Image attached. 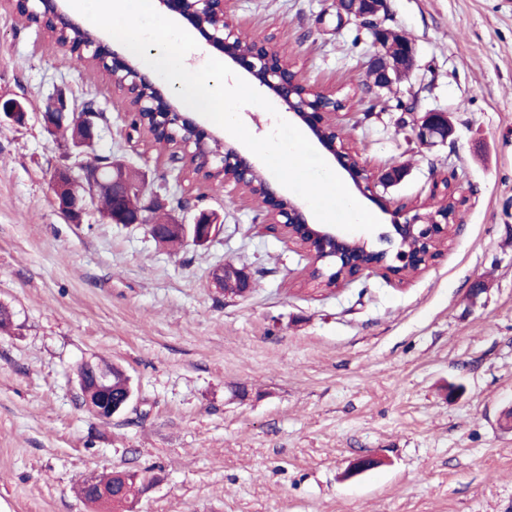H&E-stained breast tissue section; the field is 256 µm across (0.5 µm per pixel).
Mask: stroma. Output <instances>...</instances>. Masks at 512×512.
<instances>
[{
	"mask_svg": "<svg viewBox=\"0 0 512 512\" xmlns=\"http://www.w3.org/2000/svg\"><path fill=\"white\" fill-rule=\"evenodd\" d=\"M228 15L349 102L338 125L369 167H407L394 203L424 202L448 176L467 197L462 222L409 280L316 288L259 202L193 181L131 134L121 92L0 0V96L31 111L0 122V305L13 319L0 335V512H92L76 487L124 469L154 477L126 512H512V0H385L376 21L415 61L383 93L366 76L369 30L339 20L334 0H231ZM59 94L99 112L89 153L38 120ZM432 111L454 133L427 148L408 119ZM95 154L144 174L167 217L219 212L222 234L173 249L95 212L68 223L51 177ZM227 262L249 270L250 292L214 287ZM101 358L136 392L110 421L77 385L78 365ZM366 456L378 466L346 477Z\"/></svg>",
	"mask_w": 512,
	"mask_h": 512,
	"instance_id": "35a3bbf8",
	"label": "stroma"
}]
</instances>
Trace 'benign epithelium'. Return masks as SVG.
<instances>
[{"instance_id":"7a95c632","label":"benign epithelium","mask_w":512,"mask_h":512,"mask_svg":"<svg viewBox=\"0 0 512 512\" xmlns=\"http://www.w3.org/2000/svg\"><path fill=\"white\" fill-rule=\"evenodd\" d=\"M13 2L26 6V13L37 16L41 23L63 21L86 31L88 38L79 47L69 42H59L57 47L64 53H90L89 59L126 93L132 119H137L141 112L150 116L152 128L140 127L138 131L151 138L156 131L169 135L171 145L178 148L184 158L191 156L199 145L212 142L220 146V151L211 156L208 170L232 174L225 183L251 192V184L259 173L258 166L223 138L208 132L191 116L179 111L173 99L165 96L155 81L142 74L132 61L113 51L99 34L85 29L73 19L63 7L64 0H40L41 12L29 7L30 0ZM158 3L169 13L186 20L209 45L224 54V58L243 68L258 86L272 92L333 155L355 189L381 209L391 211L390 231L381 234L379 244L372 246L363 235H349L329 224L309 223L298 201L283 196L271 181L264 180L262 194L257 199L267 210L269 230H284L288 241L307 250L313 261V281L318 287L339 288L371 273L400 281L424 270L435 260L439 247L448 240L453 226L459 223L461 207L466 202L459 187L446 178L436 182L430 194L436 203L429 210L423 205L391 207L385 193L404 178V170L398 166L375 170L355 155L336 125L338 99L301 84L287 59L268 40H254V48L246 53L232 51L230 46L240 35V30L227 17L228 0H158ZM381 4L382 0H336V10L343 20L365 24L378 14ZM373 45L374 51L366 63L367 72L373 87L383 91L398 83L399 77L409 70L414 50L411 43L396 31L381 26L373 29ZM27 116L25 99L0 97V118L22 123ZM39 116L50 131L67 124L78 126L80 136L74 143L77 148L93 143L98 135L99 113L91 106L79 111L59 100ZM411 129L421 146L445 142L452 134L446 112H429L422 119L412 121ZM81 171L82 174L76 177L70 169L60 168L53 175L54 202L69 223H83L84 216L95 211L98 200L107 198L112 208L104 220L131 226L145 224L142 211L128 207L130 198L145 193L147 184L144 179L115 164H100L94 168L83 166ZM222 231L223 220L212 211L201 212L191 224L166 222L160 231L150 225V235L157 239L176 233L202 245L217 238ZM361 247L371 248L376 261L362 263ZM212 280L221 288L226 282H233L245 290L251 286L250 273L230 262L218 269ZM79 387L85 407L107 421L125 412L135 398L132 388L121 397L113 398L110 373L83 376L79 379Z\"/></svg>"}]
</instances>
